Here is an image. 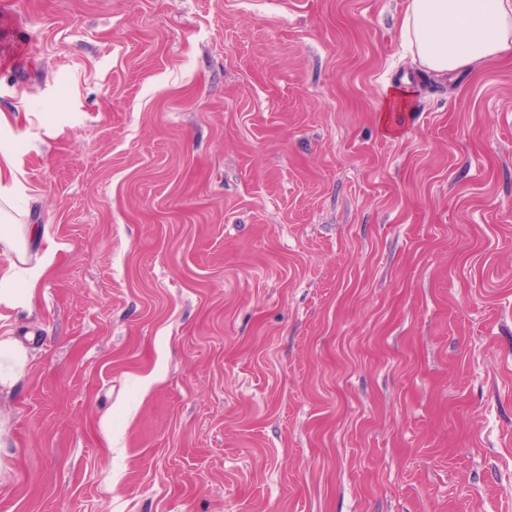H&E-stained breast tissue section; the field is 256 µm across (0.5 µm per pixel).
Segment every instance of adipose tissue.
<instances>
[{"instance_id":"obj_1","label":"adipose tissue","mask_w":512,"mask_h":512,"mask_svg":"<svg viewBox=\"0 0 512 512\" xmlns=\"http://www.w3.org/2000/svg\"><path fill=\"white\" fill-rule=\"evenodd\" d=\"M401 38L424 69L440 76L512 57V0H407ZM19 175L10 152L0 150V249L12 260L0 269V326L29 309L38 283L54 263L45 249L37 260L27 250L29 227L16 223L8 187Z\"/></svg>"}]
</instances>
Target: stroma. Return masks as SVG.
Segmentation results:
<instances>
[{
	"label": "stroma",
	"instance_id": "1",
	"mask_svg": "<svg viewBox=\"0 0 512 512\" xmlns=\"http://www.w3.org/2000/svg\"><path fill=\"white\" fill-rule=\"evenodd\" d=\"M403 8L0 0L56 251L0 512H512V60L422 73ZM386 97L381 110L380 122L385 131L391 127V121L397 123L402 112L409 110L411 90L406 86H391L385 90ZM394 114V117H393Z\"/></svg>",
	"mask_w": 512,
	"mask_h": 512
}]
</instances>
